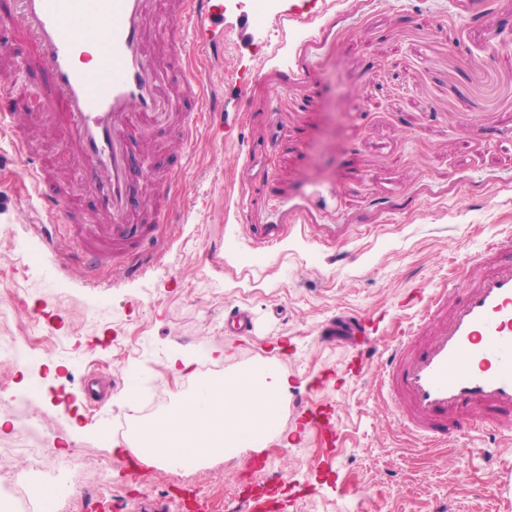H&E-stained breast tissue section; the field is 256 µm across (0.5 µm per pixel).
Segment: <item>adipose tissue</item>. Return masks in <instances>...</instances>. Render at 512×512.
<instances>
[{"mask_svg": "<svg viewBox=\"0 0 512 512\" xmlns=\"http://www.w3.org/2000/svg\"><path fill=\"white\" fill-rule=\"evenodd\" d=\"M167 368L194 388L160 420L140 424L129 442L133 455L175 470L265 445L289 388L287 372L262 366L246 381L234 374L199 381L192 359L179 352Z\"/></svg>", "mask_w": 512, "mask_h": 512, "instance_id": "adipose-tissue-1", "label": "adipose tissue"}]
</instances>
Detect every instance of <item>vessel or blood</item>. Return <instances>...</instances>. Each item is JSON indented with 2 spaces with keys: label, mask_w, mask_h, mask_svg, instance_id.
<instances>
[{
  "label": "vessel or blood",
  "mask_w": 512,
  "mask_h": 512,
  "mask_svg": "<svg viewBox=\"0 0 512 512\" xmlns=\"http://www.w3.org/2000/svg\"><path fill=\"white\" fill-rule=\"evenodd\" d=\"M167 6L168 0H17L34 62L49 77L47 104L60 115L81 181L104 218L75 225L82 245L75 256L63 254L49 225L32 230L49 246L44 261L64 269L81 259L88 285L106 264L136 275L142 253L156 239L129 202L134 155L128 134L171 117L149 53L150 22ZM217 8V0H180L174 17L181 27L199 30L219 21ZM90 25L103 39L97 67L86 69L76 59L83 49L79 33ZM0 130L11 134L23 176L44 210H58L61 199L48 187V168L30 156L28 135L14 113H0ZM460 280V286L435 291L390 344L372 341L369 321L360 315L337 317L322 331L329 341L344 331L358 337L359 357L365 368L379 369L402 427L438 443L469 428L512 429V235L489 243Z\"/></svg>",
  "instance_id": "vessel-or-blood-1"
}]
</instances>
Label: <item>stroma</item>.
<instances>
[{
  "instance_id": "35a3bbf8",
  "label": "stroma",
  "mask_w": 512,
  "mask_h": 512,
  "mask_svg": "<svg viewBox=\"0 0 512 512\" xmlns=\"http://www.w3.org/2000/svg\"><path fill=\"white\" fill-rule=\"evenodd\" d=\"M224 61L198 57L197 34L175 19L152 20L151 53L173 101L168 124L137 128L142 173L130 192L140 221L157 225L153 257L135 278L99 273L85 287L77 268L54 274L42 243L25 231L46 212L27 195L22 164L0 138V340L25 346L0 359V476L23 471L19 416L50 431L49 455L74 459L81 476L61 485L69 512L97 501L121 512L194 489L206 512H233L267 477L298 512H512L490 491L493 446L512 466V432H462L432 447L388 410L378 377H353L354 343L321 342L339 314L377 315L379 342L405 329L403 300L431 294L494 237L512 234V0H219ZM0 0V112L42 127L35 145L66 205L57 234L95 213L71 155L44 107L45 75L19 70L32 57ZM189 58L224 112L189 140L178 129L199 111L170 68ZM166 202L170 221L157 224ZM252 313L249 336L224 331L234 308ZM224 353L208 377L266 364L291 386L265 449L242 448L185 470L132 476L120 465L129 429L127 395L150 390L166 407L191 392L167 370L172 350ZM96 373L117 381L106 404H84ZM327 403L338 426L320 447L302 408Z\"/></svg>"
}]
</instances>
